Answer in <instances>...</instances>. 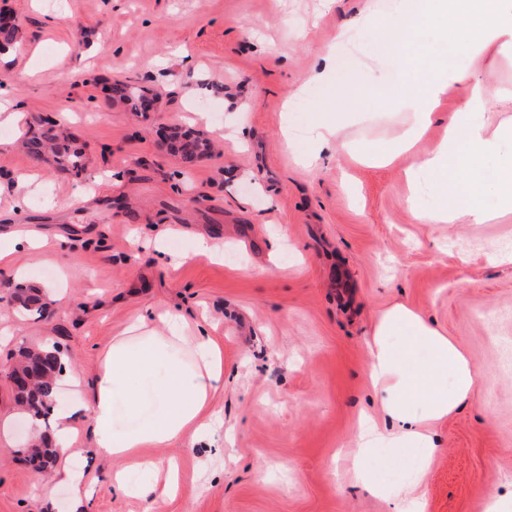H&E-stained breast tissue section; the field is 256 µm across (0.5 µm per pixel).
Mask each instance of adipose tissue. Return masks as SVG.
<instances>
[{
    "mask_svg": "<svg viewBox=\"0 0 512 512\" xmlns=\"http://www.w3.org/2000/svg\"><path fill=\"white\" fill-rule=\"evenodd\" d=\"M463 11L470 19L465 30L455 21ZM432 26L445 33L447 42L468 43L471 69L434 63L416 49L417 37ZM380 44L389 51L410 47L407 63L413 77L391 91L401 112L388 147L372 155L360 145L357 153L384 165L392 152L411 151L438 102L449 88L459 87L447 138L405 172L409 212L419 224H453L463 216L470 223H484L483 169L494 159L502 173L494 189L498 208L512 213V124L487 122L484 113L502 90L473 70L487 52L512 49V0H395ZM349 121L341 112H315L313 146L306 160L317 162L324 148L339 141ZM422 194L431 197V205L416 204ZM370 351L371 382L389 425L360 421L355 480L376 496L397 500L401 512H426L420 487L439 451L426 425L447 417L471 396L477 368L456 341L402 303L380 315ZM223 388L222 349L210 337L186 335L179 315H167L156 324L137 321L113 337L100 358L86 409L94 448L124 462L112 475L116 488L126 494L147 493V486L133 480L136 473L159 468L146 449L175 445L191 429L213 436V400ZM390 465L404 471L402 482L383 480L381 471Z\"/></svg>",
    "mask_w": 512,
    "mask_h": 512,
    "instance_id": "1",
    "label": "adipose tissue"
}]
</instances>
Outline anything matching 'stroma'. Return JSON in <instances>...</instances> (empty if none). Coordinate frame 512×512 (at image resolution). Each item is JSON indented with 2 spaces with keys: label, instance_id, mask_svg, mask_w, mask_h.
<instances>
[{
  "label": "stroma",
  "instance_id": "1",
  "mask_svg": "<svg viewBox=\"0 0 512 512\" xmlns=\"http://www.w3.org/2000/svg\"><path fill=\"white\" fill-rule=\"evenodd\" d=\"M393 0H0L19 42L0 50V82L24 104L25 122L67 123L85 154L74 176L21 147L18 125L0 121V172L35 171L25 204L0 188V232L38 231L39 252L0 268V512H75L69 484L26 459L27 418L9 369L21 349L59 342L62 400L91 396L100 354L136 318L181 314L187 335L202 321L224 351L223 421L205 442L193 434L158 460L176 458L175 495L146 499L112 486L118 463L92 446V421L77 419L71 461L84 466L89 512H393L356 486L352 463L360 414L377 415L369 345L379 314L402 302L454 338L477 367L473 397L436 424L442 449L422 485L427 512H483L512 500V372L501 342L512 336V215L485 224H417L403 171L339 151L316 172L283 142L311 138L324 86L307 84L329 51L328 81L348 87L337 111L354 113L348 138L373 147L393 134L392 103L376 84L409 79L403 52L372 60L366 36L343 39L360 13L381 22ZM479 78L504 96L486 113L512 122V50L487 54ZM128 84L152 99L132 111L105 89ZM210 139L192 167L169 152L172 128ZM276 197L278 208L267 205ZM178 234L171 266L153 247L133 251L135 225ZM225 245L220 262L192 255L191 238ZM78 236L72 260L57 239ZM281 266L263 278L241 268ZM44 288L43 317L23 316L17 287Z\"/></svg>",
  "mask_w": 512,
  "mask_h": 512
}]
</instances>
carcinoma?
Segmentation results:
<instances>
[{"label":"carcinoma","mask_w":512,"mask_h":512,"mask_svg":"<svg viewBox=\"0 0 512 512\" xmlns=\"http://www.w3.org/2000/svg\"><path fill=\"white\" fill-rule=\"evenodd\" d=\"M115 92L122 99L131 104L137 112L143 110L144 95L126 85L115 88ZM72 135L67 129L52 122L45 121L37 126L29 127L24 134L22 146L35 159L41 160L49 153L56 158L60 170L80 175L84 170V162L80 153L69 149V140ZM170 148L180 155L183 164L187 167L194 165L199 159L210 151V143L206 139L191 138L175 129L170 134ZM22 310L32 316L42 317L46 305L42 302L38 291L28 288L16 296ZM60 346L53 342L51 349L43 347L25 349L20 353V359L13 366V372L19 373L27 370L29 365H37L41 373L28 387L14 390L15 399L23 410L42 417L45 427H50L48 417L58 405V380L63 370L62 363L58 361ZM29 462H38V470H47L55 461L54 448L45 441L30 444L28 448Z\"/></svg>","instance_id":"carcinoma-1"}]
</instances>
